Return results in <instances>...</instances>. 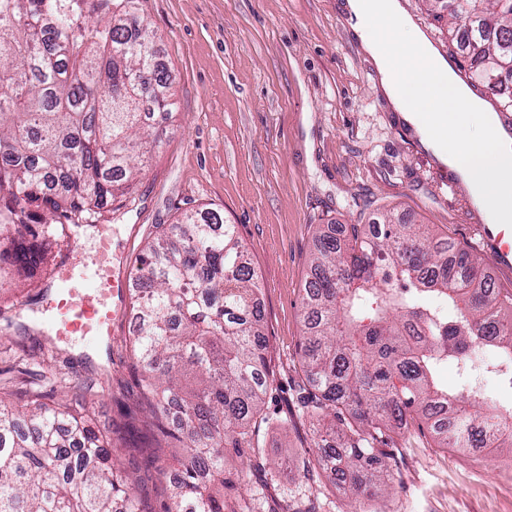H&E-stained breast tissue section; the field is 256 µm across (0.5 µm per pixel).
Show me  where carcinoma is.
I'll return each instance as SVG.
<instances>
[{
  "instance_id": "obj_1",
  "label": "carcinoma",
  "mask_w": 512,
  "mask_h": 512,
  "mask_svg": "<svg viewBox=\"0 0 512 512\" xmlns=\"http://www.w3.org/2000/svg\"><path fill=\"white\" fill-rule=\"evenodd\" d=\"M446 22L469 74L512 112V0H450ZM171 81L135 0H0V283L40 287L80 224L126 207L172 117ZM153 438L187 455L162 512H224V449L254 451L251 424L273 376L255 271L236 225L185 213L133 264ZM302 349L311 413L334 435L317 462L358 499L387 470L384 432L420 417L443 448L512 449V400L472 382L469 353L512 390V322L477 258L426 224L318 231ZM448 303L453 316L431 304ZM464 380L450 388L439 368ZM0 512H154L130 466L91 420L35 395H0Z\"/></svg>"
}]
</instances>
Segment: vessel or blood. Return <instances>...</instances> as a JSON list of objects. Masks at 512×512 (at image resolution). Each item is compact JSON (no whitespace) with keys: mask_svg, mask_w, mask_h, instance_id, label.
Listing matches in <instances>:
<instances>
[{"mask_svg":"<svg viewBox=\"0 0 512 512\" xmlns=\"http://www.w3.org/2000/svg\"><path fill=\"white\" fill-rule=\"evenodd\" d=\"M490 250L497 264L512 265V230H487ZM110 237H102L100 267L87 268L81 260V244L69 237L61 258V272L41 302L49 318L44 330L59 338L80 336L93 339L111 337L129 288L128 276L117 273L112 264Z\"/></svg>","mask_w":512,"mask_h":512,"instance_id":"1","label":"vessel or blood"}]
</instances>
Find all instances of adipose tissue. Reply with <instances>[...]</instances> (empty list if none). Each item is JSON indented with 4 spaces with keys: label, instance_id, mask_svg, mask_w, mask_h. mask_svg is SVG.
Instances as JSON below:
<instances>
[{
    "label": "adipose tissue",
    "instance_id": "1",
    "mask_svg": "<svg viewBox=\"0 0 512 512\" xmlns=\"http://www.w3.org/2000/svg\"><path fill=\"white\" fill-rule=\"evenodd\" d=\"M351 30L392 111L437 162L453 169L494 228L512 227V137L461 86L400 0H346Z\"/></svg>",
    "mask_w": 512,
    "mask_h": 512
}]
</instances>
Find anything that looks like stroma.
I'll list each match as a JSON object with an SVG mask.
<instances>
[{
    "label": "stroma",
    "instance_id": "stroma-1",
    "mask_svg": "<svg viewBox=\"0 0 512 512\" xmlns=\"http://www.w3.org/2000/svg\"><path fill=\"white\" fill-rule=\"evenodd\" d=\"M344 0H137L173 79L171 119L125 208L106 225L77 228L98 264L107 233L132 263L158 225L209 209L237 225L258 276L273 382L255 419V457L224 454V509L257 495L279 512H512V450L488 457L440 447L420 418L386 431L388 487L357 500L316 464L317 422L303 363L304 288L314 236L326 224L369 223L373 200L479 257L502 294L512 267L496 266L485 223L465 186L393 112L354 37ZM35 288L0 290L20 334L0 320V392L88 407L120 458L131 430L148 433L135 407L132 311L112 329L111 357L86 360L75 339L44 337Z\"/></svg>",
    "mask_w": 512,
    "mask_h": 512
}]
</instances>
